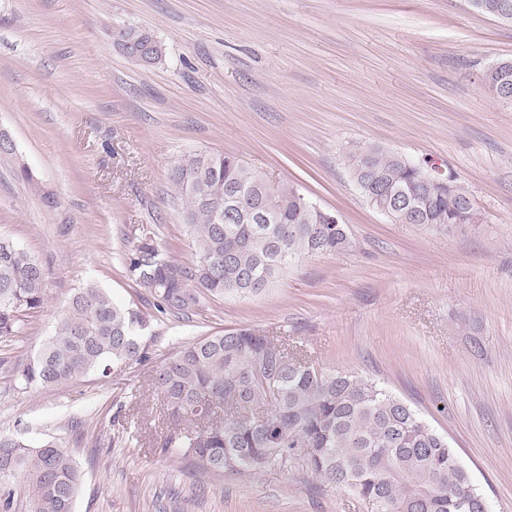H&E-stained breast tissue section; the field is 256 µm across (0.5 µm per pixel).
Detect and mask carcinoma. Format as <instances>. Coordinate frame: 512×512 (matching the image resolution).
<instances>
[{"label":"carcinoma","mask_w":512,"mask_h":512,"mask_svg":"<svg viewBox=\"0 0 512 512\" xmlns=\"http://www.w3.org/2000/svg\"><path fill=\"white\" fill-rule=\"evenodd\" d=\"M129 34L128 58L141 66L162 60L152 34ZM485 81L498 99L512 96V61L490 67ZM351 159L352 180L366 201L416 196L417 208L398 209L400 222L480 221L453 172L445 183L423 186L419 161L370 145L354 147ZM170 181L183 199L192 261L165 256L150 236L124 258L161 312L186 315L204 295L260 294L294 260L349 247L347 225L328 223L303 207L298 188L233 155L189 153L172 166ZM266 207L277 211L278 223L251 219ZM45 278L37 258L0 246V338L20 335L21 313L44 302ZM144 326L142 313L88 283L17 380L43 389L91 370L105 375L116 363L146 365L151 356L137 336ZM149 388L173 422L160 447L207 471L256 474L299 454L317 477L352 490L371 512H455L456 495L472 486L457 449L399 396L374 379L318 368L301 349L260 329H230L178 346L152 367ZM2 452L9 468L0 465V512H74L82 474L58 438L31 447L0 432Z\"/></svg>","instance_id":"carcinoma-1"}]
</instances>
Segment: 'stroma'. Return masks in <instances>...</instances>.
Wrapping results in <instances>:
<instances>
[{
	"mask_svg": "<svg viewBox=\"0 0 512 512\" xmlns=\"http://www.w3.org/2000/svg\"><path fill=\"white\" fill-rule=\"evenodd\" d=\"M118 25L151 32L163 61L132 62ZM501 60L512 23L467 0H0V132L13 144L0 236L46 270L43 305L0 342V432L60 439L83 473L75 512H368L300 456L227 474L164 454L170 419L138 395L144 366L20 389L18 369L93 283L146 315L153 360L254 327L383 383L448 437L489 512H512V104L482 80ZM355 145L453 170L481 223L380 215L351 180ZM196 150L239 156L338 213L348 251L300 258L256 296L159 313L123 259L147 233L190 261L169 173ZM128 414L129 436L112 424Z\"/></svg>",
	"mask_w": 512,
	"mask_h": 512,
	"instance_id": "obj_1",
	"label": "stroma"
}]
</instances>
